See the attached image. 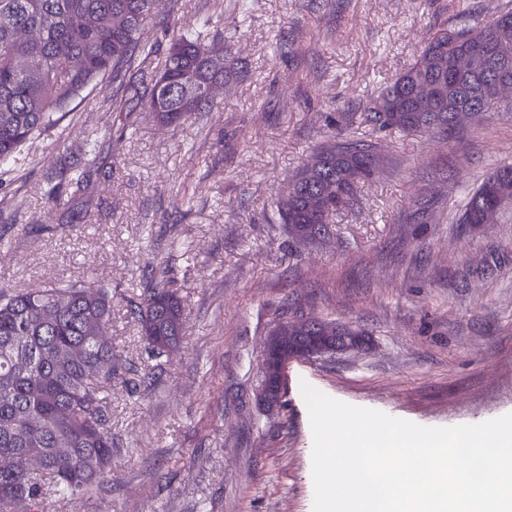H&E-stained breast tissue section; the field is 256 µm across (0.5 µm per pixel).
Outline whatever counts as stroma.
I'll return each mask as SVG.
<instances>
[{
    "label": "stroma",
    "instance_id": "obj_1",
    "mask_svg": "<svg viewBox=\"0 0 512 512\" xmlns=\"http://www.w3.org/2000/svg\"><path fill=\"white\" fill-rule=\"evenodd\" d=\"M186 27L210 17L246 74L219 110L162 127L116 119L112 83L86 89L0 181V288L94 279L113 295L112 351L139 385L112 382V470L44 512H312L313 435L302 384L421 426L512 413V205L460 223L479 184L512 164V112L491 109L453 136L378 138L383 165L325 244L289 243L272 223L282 195L334 133L442 28L512 0H168ZM100 129L110 183L92 196L46 190ZM91 208V223L75 215ZM171 268L188 314L181 350L147 361L127 299ZM335 320L366 344L289 359L281 406L259 397L281 312Z\"/></svg>",
    "mask_w": 512,
    "mask_h": 512
}]
</instances>
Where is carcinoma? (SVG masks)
<instances>
[{"label": "carcinoma", "instance_id": "1", "mask_svg": "<svg viewBox=\"0 0 512 512\" xmlns=\"http://www.w3.org/2000/svg\"><path fill=\"white\" fill-rule=\"evenodd\" d=\"M166 0H0V176L22 153L56 126L89 86L124 79L132 66L151 64L154 45L144 32L163 14ZM473 32L483 37L489 63L464 68L459 59ZM224 34L179 31L162 69L127 84V102L144 105L161 125L210 112L213 83L234 67L224 65ZM512 78V12L485 23L475 17L460 30L437 32L406 70L351 120L380 130L452 132L458 112L491 107L512 112L511 101L490 98L503 75ZM437 96L420 111L409 99L418 83ZM379 163L375 143L365 139L320 148L293 179L288 209L277 207L288 235L313 242L330 234L336 215L352 207L359 185ZM89 167L56 172L48 191H87ZM512 202V164L498 167L472 193L461 223L490 224ZM144 349L158 360L178 350L186 325L178 290L164 274L151 277L128 301ZM112 289L95 281L44 288H0V512H35L49 494L74 496L98 485L112 466ZM356 332L332 321L309 319L307 330L280 348L288 356L345 351ZM282 374H264L262 395L276 404Z\"/></svg>", "mask_w": 512, "mask_h": 512}]
</instances>
